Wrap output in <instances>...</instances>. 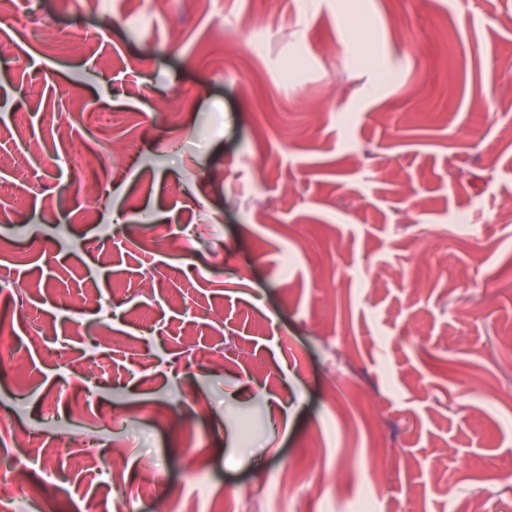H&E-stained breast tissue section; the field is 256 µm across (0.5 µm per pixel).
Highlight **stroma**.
<instances>
[{
  "mask_svg": "<svg viewBox=\"0 0 512 512\" xmlns=\"http://www.w3.org/2000/svg\"><path fill=\"white\" fill-rule=\"evenodd\" d=\"M144 9L0 0V462L107 411L47 512H512V0Z\"/></svg>",
  "mask_w": 512,
  "mask_h": 512,
  "instance_id": "obj_1",
  "label": "stroma"
}]
</instances>
